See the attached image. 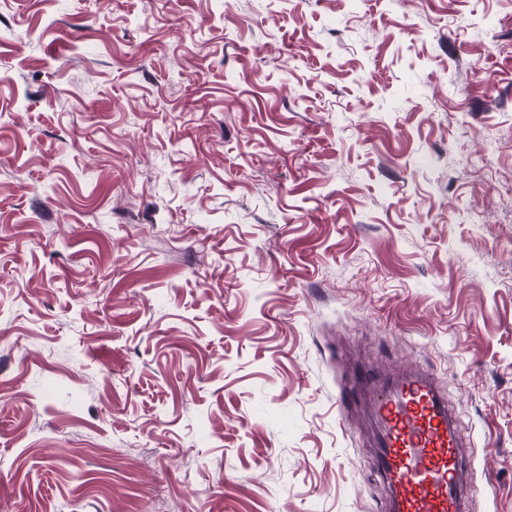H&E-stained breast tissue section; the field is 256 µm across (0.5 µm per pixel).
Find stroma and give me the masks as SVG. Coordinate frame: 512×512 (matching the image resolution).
Masks as SVG:
<instances>
[{
    "mask_svg": "<svg viewBox=\"0 0 512 512\" xmlns=\"http://www.w3.org/2000/svg\"><path fill=\"white\" fill-rule=\"evenodd\" d=\"M418 370L512 512V0H0V512H385Z\"/></svg>",
    "mask_w": 512,
    "mask_h": 512,
    "instance_id": "1",
    "label": "stroma"
}]
</instances>
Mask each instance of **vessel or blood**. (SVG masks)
Segmentation results:
<instances>
[{
	"label": "vessel or blood",
	"mask_w": 512,
	"mask_h": 512,
	"mask_svg": "<svg viewBox=\"0 0 512 512\" xmlns=\"http://www.w3.org/2000/svg\"><path fill=\"white\" fill-rule=\"evenodd\" d=\"M380 430L372 465L387 485L388 512H467L463 437L431 377L413 372L377 395Z\"/></svg>",
	"instance_id": "b4317fda"
}]
</instances>
